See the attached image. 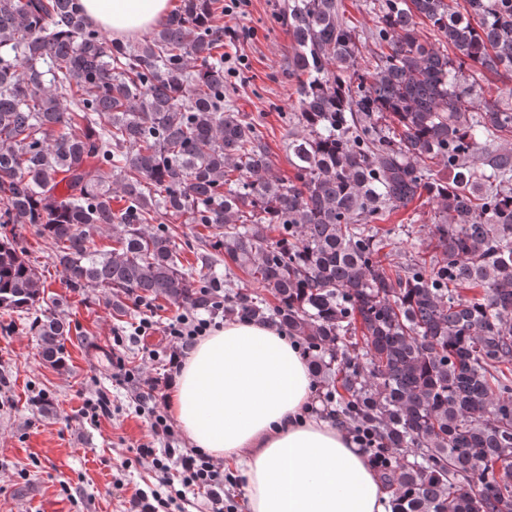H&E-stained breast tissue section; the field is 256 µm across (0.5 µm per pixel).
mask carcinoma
<instances>
[{
  "label": "carcinoma",
  "instance_id": "obj_1",
  "mask_svg": "<svg viewBox=\"0 0 512 512\" xmlns=\"http://www.w3.org/2000/svg\"><path fill=\"white\" fill-rule=\"evenodd\" d=\"M370 9L368 69L340 0H283L284 180L260 123L226 103L223 0H180L135 42L77 0H0V224L48 240L67 286L118 314L131 297L207 311L222 288L224 316L298 338L342 422L389 459L394 512H512V90L472 96L512 75V0ZM424 195L431 223H379ZM170 219L208 229L201 266ZM414 233L443 257L387 261ZM46 288L1 236L0 311L34 315L60 368L70 325Z\"/></svg>",
  "mask_w": 512,
  "mask_h": 512
}]
</instances>
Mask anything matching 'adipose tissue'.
I'll return each mask as SVG.
<instances>
[{
	"instance_id": "obj_1",
	"label": "adipose tissue",
	"mask_w": 512,
	"mask_h": 512,
	"mask_svg": "<svg viewBox=\"0 0 512 512\" xmlns=\"http://www.w3.org/2000/svg\"><path fill=\"white\" fill-rule=\"evenodd\" d=\"M113 36L163 21L168 0H78ZM316 383L297 342L274 327L228 322L173 377L168 406L196 448L235 463L248 512H392V489L366 451L328 418H310Z\"/></svg>"
}]
</instances>
